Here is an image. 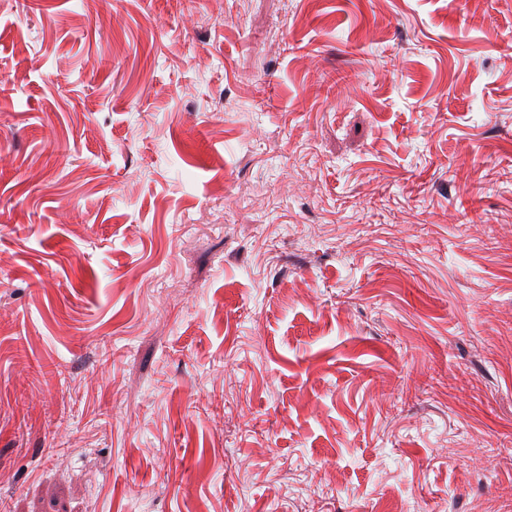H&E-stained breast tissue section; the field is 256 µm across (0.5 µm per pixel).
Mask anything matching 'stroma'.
Wrapping results in <instances>:
<instances>
[{
    "label": "stroma",
    "instance_id": "35a3bbf8",
    "mask_svg": "<svg viewBox=\"0 0 512 512\" xmlns=\"http://www.w3.org/2000/svg\"><path fill=\"white\" fill-rule=\"evenodd\" d=\"M0 512H512V0H0Z\"/></svg>",
    "mask_w": 512,
    "mask_h": 512
}]
</instances>
